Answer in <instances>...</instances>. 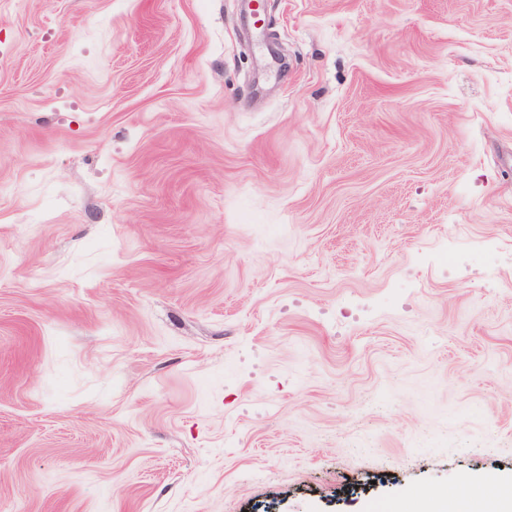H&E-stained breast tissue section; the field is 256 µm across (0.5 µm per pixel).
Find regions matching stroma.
Masks as SVG:
<instances>
[{
    "instance_id": "stroma-1",
    "label": "stroma",
    "mask_w": 512,
    "mask_h": 512,
    "mask_svg": "<svg viewBox=\"0 0 512 512\" xmlns=\"http://www.w3.org/2000/svg\"><path fill=\"white\" fill-rule=\"evenodd\" d=\"M0 0V512H392L512 484V0Z\"/></svg>"
}]
</instances>
